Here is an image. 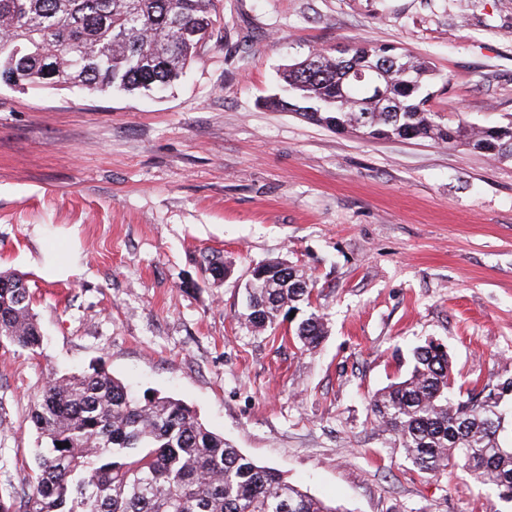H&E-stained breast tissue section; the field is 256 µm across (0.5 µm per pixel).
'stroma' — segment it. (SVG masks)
<instances>
[{
	"label": "stroma",
	"mask_w": 512,
	"mask_h": 512,
	"mask_svg": "<svg viewBox=\"0 0 512 512\" xmlns=\"http://www.w3.org/2000/svg\"><path fill=\"white\" fill-rule=\"evenodd\" d=\"M217 10L163 97L0 85V272L24 276L44 336L36 353L0 341V493L24 487L50 374L101 364L338 512H489L462 469L421 474L369 399L427 340L457 385L512 378V160L265 101L288 64L367 41L447 73L432 106L449 121L512 117V0ZM278 259L316 283L315 349L240 320L251 267Z\"/></svg>",
	"instance_id": "35a3bbf8"
}]
</instances>
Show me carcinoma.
Masks as SVG:
<instances>
[{
	"label": "carcinoma",
	"instance_id": "cac0c4a2",
	"mask_svg": "<svg viewBox=\"0 0 512 512\" xmlns=\"http://www.w3.org/2000/svg\"><path fill=\"white\" fill-rule=\"evenodd\" d=\"M0 83L154 93L169 88L206 47L218 24L216 0H0ZM385 73V97L356 79ZM450 82L429 62L366 42L346 57L316 52L291 64L270 103L338 131L371 139H419L512 159V121L450 124L428 108L429 86ZM246 289L241 318L263 333L278 318L312 306L313 287L291 265L265 263ZM323 336L314 312L292 340L315 348ZM36 351L42 335L22 278L0 272V339ZM448 351L429 341L414 349L407 378L376 393L370 412L399 440L424 475L462 467L469 479L512 504V435L497 388L454 391ZM31 422L43 446L25 475L21 502L0 494V512H336L276 468L248 459L206 428L183 402L137 397L104 368L53 375ZM63 446H58V443Z\"/></svg>",
	"mask_w": 512,
	"mask_h": 512
}]
</instances>
